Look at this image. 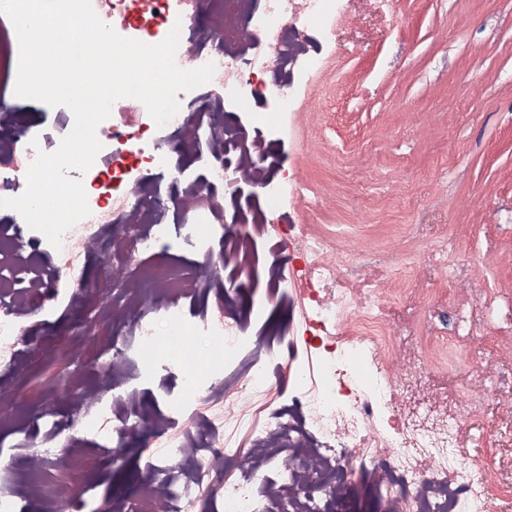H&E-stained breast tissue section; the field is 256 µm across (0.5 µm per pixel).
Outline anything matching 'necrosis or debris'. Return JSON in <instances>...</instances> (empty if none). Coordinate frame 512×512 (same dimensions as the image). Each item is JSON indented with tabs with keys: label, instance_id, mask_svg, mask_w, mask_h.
Returning <instances> with one entry per match:
<instances>
[{
	"label": "necrosis or debris",
	"instance_id": "1",
	"mask_svg": "<svg viewBox=\"0 0 512 512\" xmlns=\"http://www.w3.org/2000/svg\"><path fill=\"white\" fill-rule=\"evenodd\" d=\"M95 12L122 36L147 44L163 41L179 28L176 65L184 70L214 63L215 74L202 97L178 93V113L157 127L142 102L123 98L97 136L103 145L81 179L90 216L65 232L54 248L28 228L14 210L0 208V366L25 372L27 322L59 297L56 271L66 266L84 280V261L100 260L95 293L111 318L108 331L95 339L97 349L120 359L130 348L177 342L185 333L221 338L223 362L199 351L177 357L181 390L154 419L151 436L158 452L150 476L123 512H201L200 490L217 482L224 512H340L344 483L365 479L377 493L382 512H492L507 494L498 464L475 460L458 475L448 469V393L434 387L429 362L410 352L397 362L381 337L387 303L379 289L358 282L353 260L331 263L328 242L304 225L282 221L281 207L301 189L269 162V138L285 129L306 77L321 69L323 57L312 51L309 30L329 33L341 0H95ZM19 62L15 28L0 13V100L13 96ZM276 94L275 109L254 112L248 125L232 113L234 103ZM74 117L59 116L55 131L29 134L28 120L11 109L0 111V199L21 195L26 172L37 152L55 151L72 129ZM190 154L202 167L193 173L174 159L172 147ZM262 194L263 204L241 205L242 186ZM277 232L271 245L299 243L300 264L267 269L269 299L297 306L299 319L288 336H263L267 354L250 361L239 379L226 378L223 363L236 360L254 344L248 333L253 315L240 312L237 276L254 267L256 239ZM220 252H213L214 241ZM165 242L210 255L229 271L224 312L211 314L198 274L173 258L158 255ZM46 260H38V253ZM150 255L153 264L135 268L122 289H113L112 268ZM356 319H348V309ZM312 348V359L298 356ZM288 373L290 394L269 406L260 421L240 416L223 419L198 412L188 422L185 408L214 397L248 394L270 397L273 381ZM433 386L430 399L420 390ZM105 386L70 395L52 392L42 413L20 439L48 440L44 465L62 458L53 441L74 427L93 435L104 451L124 447L142 418L131 400L108 403ZM302 450L298 465L283 464L285 454ZM248 455L249 469L224 474L225 461ZM181 458V466L170 461ZM77 468L36 483V469L20 455L0 479V512H27L26 489L45 497L68 499L82 512Z\"/></svg>",
	"mask_w": 512,
	"mask_h": 512
}]
</instances>
